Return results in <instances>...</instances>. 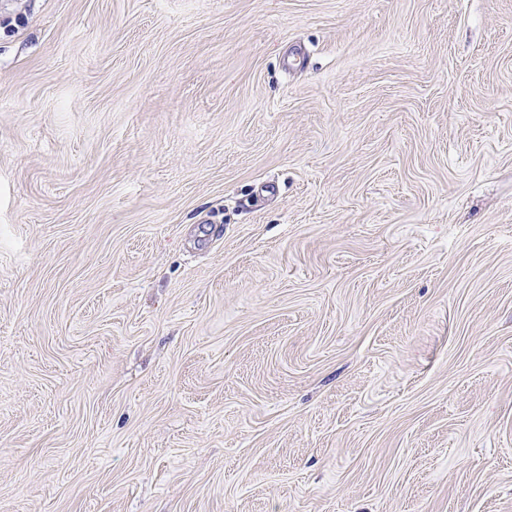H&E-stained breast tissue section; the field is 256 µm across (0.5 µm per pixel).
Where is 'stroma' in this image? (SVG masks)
<instances>
[{"instance_id":"1","label":"stroma","mask_w":512,"mask_h":512,"mask_svg":"<svg viewBox=\"0 0 512 512\" xmlns=\"http://www.w3.org/2000/svg\"><path fill=\"white\" fill-rule=\"evenodd\" d=\"M0 512H512V0H0Z\"/></svg>"}]
</instances>
